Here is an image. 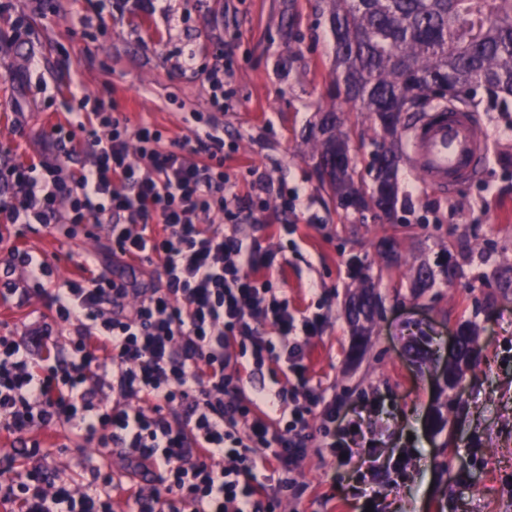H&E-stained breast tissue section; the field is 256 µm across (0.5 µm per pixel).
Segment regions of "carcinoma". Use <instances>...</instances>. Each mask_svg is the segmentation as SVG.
I'll list each match as a JSON object with an SVG mask.
<instances>
[{"mask_svg":"<svg viewBox=\"0 0 512 512\" xmlns=\"http://www.w3.org/2000/svg\"><path fill=\"white\" fill-rule=\"evenodd\" d=\"M335 44L333 92L372 114L390 137L376 144L370 163L371 183L355 186L347 142L334 111L321 113L308 135L316 167L348 209L371 207L391 217L398 203L402 141L415 114L466 107L478 111L476 86L493 95L512 96V0H324ZM452 79L451 98L434 87ZM435 270L422 264L413 288H429ZM379 310L372 289L362 287L346 307L356 327V356L366 348L365 323ZM459 357L477 362L475 337L463 331Z\"/></svg>","mask_w":512,"mask_h":512,"instance_id":"carcinoma-1","label":"carcinoma"}]
</instances>
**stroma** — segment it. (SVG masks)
<instances>
[{"mask_svg": "<svg viewBox=\"0 0 512 512\" xmlns=\"http://www.w3.org/2000/svg\"><path fill=\"white\" fill-rule=\"evenodd\" d=\"M322 8L321 0H8L0 10V168L33 159L42 130L67 103L89 112L102 102L166 138H193V113L209 110V72L231 62L224 140L237 150L225 168L241 196L252 193L254 168L270 188L298 193L293 207L272 196L256 214L263 226L293 225V234L263 230L255 242L287 258L272 278L291 305L323 316L308 342V375L336 403L332 416L315 409L317 438L298 493L279 512H512V291L498 287L512 268V97L477 95L493 140L475 181L443 194L403 165L395 216L343 209L315 166L309 125L336 110L360 179L384 133L368 113L330 97L334 48ZM24 231L28 248L51 264L47 288L77 276L78 253L105 244L90 224L73 239L38 224ZM386 236L399 255L391 267L379 254ZM439 260L456 267L453 282L440 278L415 294L414 269ZM366 284L380 308L353 358L345 305ZM36 287L0 304V336L52 320ZM465 327L479 338L480 361L458 392H445L438 373L452 334ZM438 411L448 418L441 430L432 425ZM358 415L398 468L361 472L327 448L324 428L342 430ZM65 442L57 432L46 461L81 482L99 450ZM368 486L377 496L364 495Z\"/></svg>", "mask_w": 512, "mask_h": 512, "instance_id": "1", "label": "stroma"}]
</instances>
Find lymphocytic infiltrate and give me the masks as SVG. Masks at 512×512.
Returning <instances> with one entry per match:
<instances>
[{
    "label": "lymphocytic infiltrate",
    "mask_w": 512,
    "mask_h": 512,
    "mask_svg": "<svg viewBox=\"0 0 512 512\" xmlns=\"http://www.w3.org/2000/svg\"><path fill=\"white\" fill-rule=\"evenodd\" d=\"M233 78L228 62L210 73L194 142L101 102L67 112L38 161L7 171L1 221L64 238L95 225L113 261L164 277L111 278L83 252L79 278L47 294L71 335L0 336V435L18 443L0 452V501L20 512H275L298 484L324 400L304 365L321 324L274 286L275 256L252 242L253 209L224 171L216 114ZM263 371L271 386L245 393ZM50 428L77 449H121L123 467L64 481L36 462Z\"/></svg>",
    "instance_id": "f902f5d3"
}]
</instances>
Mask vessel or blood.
Segmentation results:
<instances>
[{
    "instance_id": "1",
    "label": "vessel or blood",
    "mask_w": 512,
    "mask_h": 512,
    "mask_svg": "<svg viewBox=\"0 0 512 512\" xmlns=\"http://www.w3.org/2000/svg\"><path fill=\"white\" fill-rule=\"evenodd\" d=\"M490 129L471 113L454 110L413 131L407 149L410 165L429 187L451 192L477 179L489 155Z\"/></svg>"
}]
</instances>
